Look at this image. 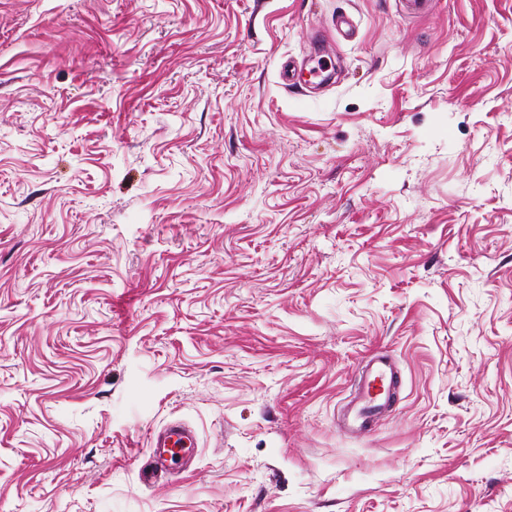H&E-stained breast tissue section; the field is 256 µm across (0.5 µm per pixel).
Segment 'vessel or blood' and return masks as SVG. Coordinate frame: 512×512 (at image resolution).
Listing matches in <instances>:
<instances>
[{
  "instance_id": "b4317fda",
  "label": "vessel or blood",
  "mask_w": 512,
  "mask_h": 512,
  "mask_svg": "<svg viewBox=\"0 0 512 512\" xmlns=\"http://www.w3.org/2000/svg\"><path fill=\"white\" fill-rule=\"evenodd\" d=\"M394 377V365L389 355L380 352L367 362L366 374L358 383L355 402L344 416V423L352 432H365L373 417L389 408L391 401L382 389L391 385ZM194 444L193 432L180 422L170 423L152 434L149 455L141 467L143 477L151 480L171 473L181 460V450Z\"/></svg>"
}]
</instances>
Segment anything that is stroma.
<instances>
[{
  "label": "stroma",
  "mask_w": 512,
  "mask_h": 512,
  "mask_svg": "<svg viewBox=\"0 0 512 512\" xmlns=\"http://www.w3.org/2000/svg\"><path fill=\"white\" fill-rule=\"evenodd\" d=\"M0 512H512V0H0ZM366 368L365 376L358 382L355 402L344 415V424L356 434H363L373 417L391 405L386 392L377 391L393 383L395 370L391 357L377 353L367 362ZM195 445L191 429L181 422H172L150 437L149 455L141 471L145 479L151 480L171 473L178 465L185 448ZM174 448H181L174 451Z\"/></svg>",
  "instance_id": "stroma-1"
}]
</instances>
